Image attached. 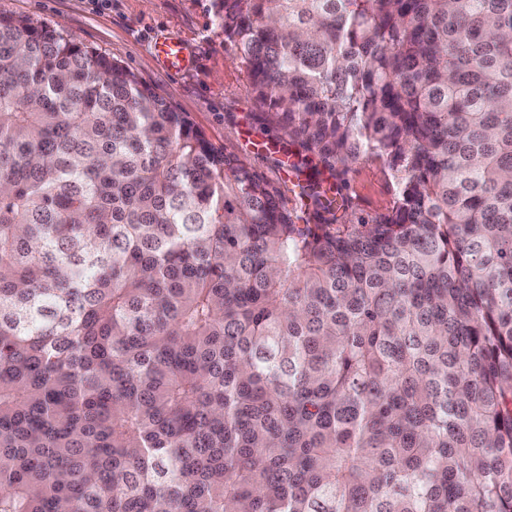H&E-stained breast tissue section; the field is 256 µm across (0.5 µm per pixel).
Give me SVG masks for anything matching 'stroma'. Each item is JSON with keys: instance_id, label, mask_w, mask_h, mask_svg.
<instances>
[{"instance_id": "35a3bbf8", "label": "stroma", "mask_w": 512, "mask_h": 512, "mask_svg": "<svg viewBox=\"0 0 512 512\" xmlns=\"http://www.w3.org/2000/svg\"><path fill=\"white\" fill-rule=\"evenodd\" d=\"M211 0H0V13L24 16L76 36L117 59L181 112L190 113L215 146L246 156L271 177L282 176L276 160H292L296 145L276 123L262 120L244 69L224 45V32L210 10ZM175 38L195 55L193 70L169 72L155 57L156 41ZM325 186L338 188L351 215L368 219L392 206L387 168L361 157L346 172H322Z\"/></svg>"}]
</instances>
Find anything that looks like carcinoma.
Wrapping results in <instances>:
<instances>
[{"mask_svg": "<svg viewBox=\"0 0 512 512\" xmlns=\"http://www.w3.org/2000/svg\"><path fill=\"white\" fill-rule=\"evenodd\" d=\"M337 223L0 14V512H512V0H212ZM322 174L319 179L325 187L333 186L347 200L349 208L339 210L338 223L351 218V213L371 219L386 213L392 206L393 189L387 168L374 157H361L345 173L329 172L319 166Z\"/></svg>", "mask_w": 512, "mask_h": 512, "instance_id": "obj_1", "label": "carcinoma"}]
</instances>
